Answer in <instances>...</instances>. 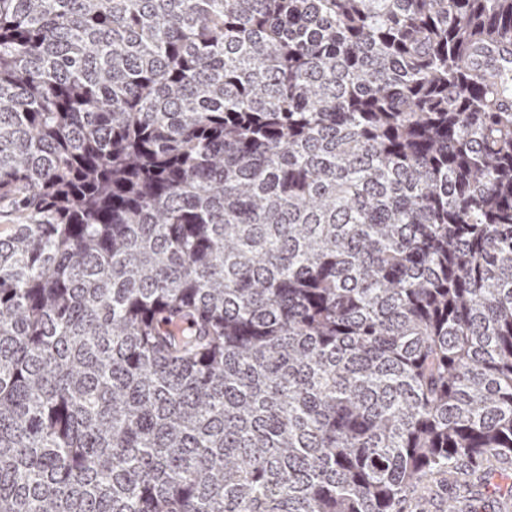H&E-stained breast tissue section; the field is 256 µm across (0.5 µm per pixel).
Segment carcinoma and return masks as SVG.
<instances>
[{
	"mask_svg": "<svg viewBox=\"0 0 512 512\" xmlns=\"http://www.w3.org/2000/svg\"><path fill=\"white\" fill-rule=\"evenodd\" d=\"M512 0H0V512H402L512 478ZM427 497L428 504L426 506V512H448V491L439 494H431L426 489L418 488L411 490L409 499L406 504L407 512H419L415 509L416 501L421 497Z\"/></svg>",
	"mask_w": 512,
	"mask_h": 512,
	"instance_id": "carcinoma-1",
	"label": "carcinoma"
}]
</instances>
